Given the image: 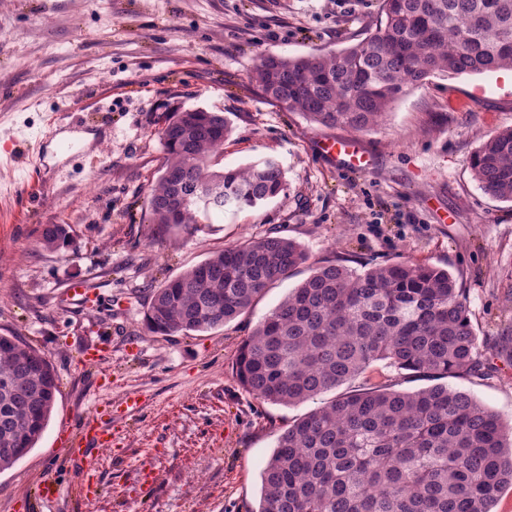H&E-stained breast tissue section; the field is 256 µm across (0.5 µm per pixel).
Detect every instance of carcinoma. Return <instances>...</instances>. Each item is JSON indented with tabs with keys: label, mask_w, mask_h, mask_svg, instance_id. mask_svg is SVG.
I'll return each instance as SVG.
<instances>
[{
	"label": "carcinoma",
	"mask_w": 512,
	"mask_h": 512,
	"mask_svg": "<svg viewBox=\"0 0 512 512\" xmlns=\"http://www.w3.org/2000/svg\"><path fill=\"white\" fill-rule=\"evenodd\" d=\"M512 67V0H382L366 33L336 53L259 56L249 80L266 98L325 128L378 126L409 86L434 75ZM230 128L220 112H168L165 153L146 196L148 223L192 235L227 209H259L285 190L267 158L219 169ZM475 179L512 202V128L471 157ZM186 204L170 219L164 202ZM68 239L48 224L42 244ZM306 254L285 236L246 238L154 289L149 332H208L288 279ZM384 361L427 380L484 375L466 291L448 270L408 260L358 270L328 258L260 321L233 369L256 398L293 405L365 376ZM58 377L47 355L0 335V471L28 454L47 427ZM512 486V425L469 393L393 383L347 391L284 430L262 473L256 512H492Z\"/></svg>",
	"instance_id": "1"
}]
</instances>
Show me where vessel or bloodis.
I'll return each instance as SVG.
<instances>
[{"label": "vessel or blood", "instance_id": "vessel-or-blood-1", "mask_svg": "<svg viewBox=\"0 0 512 512\" xmlns=\"http://www.w3.org/2000/svg\"><path fill=\"white\" fill-rule=\"evenodd\" d=\"M320 149L352 171L363 172L370 166L369 154L355 139L326 138L321 141ZM143 405L142 395L132 394L123 398L116 406L98 409L84 416L74 427L65 430L62 440L63 453L79 458L89 448L111 451L116 445V437L112 430L113 420L130 417L138 413Z\"/></svg>", "mask_w": 512, "mask_h": 512}]
</instances>
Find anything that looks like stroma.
Instances as JSON below:
<instances>
[{"instance_id": "35a3bbf8", "label": "stroma", "mask_w": 512, "mask_h": 512, "mask_svg": "<svg viewBox=\"0 0 512 512\" xmlns=\"http://www.w3.org/2000/svg\"><path fill=\"white\" fill-rule=\"evenodd\" d=\"M381 0H0V335L45 352L59 377L35 447L0 471V512H15L45 479L59 487L40 512H254L277 436L332 400L280 405L239 384V344L303 279L268 289L210 332L156 335L151 291L243 238L285 236L308 265L400 258L458 275L487 375L448 378L512 423V203L487 193L470 166L493 131L512 127L500 72L433 76L410 87L358 139L371 166L355 173L319 148L330 129L268 100L249 82L258 55L340 51L364 37ZM223 113L232 133L221 167L270 157L286 188L260 209L225 212L194 235H165L144 201L164 150L163 113ZM48 224L67 243L41 244ZM84 281V306L66 304ZM112 343L103 368L82 344ZM141 393L116 423L115 454L65 459L58 436L94 408ZM100 495L70 497L86 467ZM150 486L134 489L141 470Z\"/></svg>"}]
</instances>
